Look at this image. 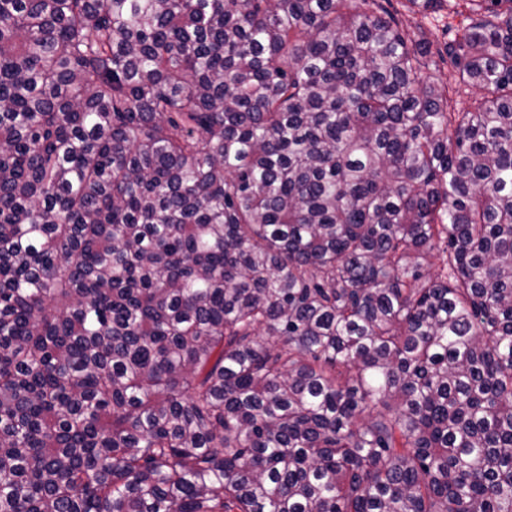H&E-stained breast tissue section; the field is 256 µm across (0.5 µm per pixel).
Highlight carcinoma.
<instances>
[{"mask_svg":"<svg viewBox=\"0 0 512 512\" xmlns=\"http://www.w3.org/2000/svg\"><path fill=\"white\" fill-rule=\"evenodd\" d=\"M402 7L0 0V512H512V0ZM397 1H400V0H393V3L395 6H397L400 9V11L402 13L401 19L403 20V22L405 24H408V26H412L409 29L411 31V34L415 35L416 38L419 35V29L416 28V25L419 24L422 29L426 30L427 36L432 42H434V43L443 42L445 39H448V35L444 34V32H443V29H444L443 24L445 22H448V18L440 17V16H443L442 13L435 14L434 16L430 15V16H428V18L422 19V18H420L419 15H413L411 13L404 11L397 4L400 2H397ZM412 32H414V34Z\"/></svg>","mask_w":512,"mask_h":512,"instance_id":"obj_1","label":"carcinoma"}]
</instances>
